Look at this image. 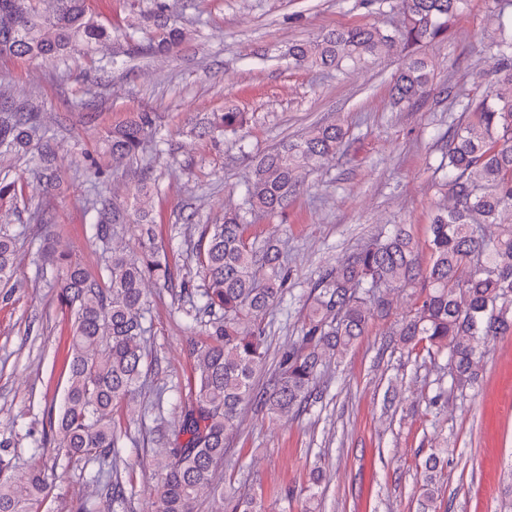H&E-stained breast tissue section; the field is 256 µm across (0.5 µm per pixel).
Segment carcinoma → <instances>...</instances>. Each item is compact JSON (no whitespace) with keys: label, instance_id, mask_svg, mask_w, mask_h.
Listing matches in <instances>:
<instances>
[{"label":"carcinoma","instance_id":"obj_1","mask_svg":"<svg viewBox=\"0 0 512 512\" xmlns=\"http://www.w3.org/2000/svg\"><path fill=\"white\" fill-rule=\"evenodd\" d=\"M0 0V13L14 14V28L0 31V55L57 58L79 46H91L109 32L89 15L87 0ZM467 0H401L403 24L393 33L374 25L338 28L313 41L293 45L288 56L302 67L339 68L396 49L407 52L394 75L392 96L414 104L431 91L427 64L419 56L428 43L448 37V28ZM499 7L498 38L483 52L495 59L498 86L470 98L463 119L448 136L440 168L447 170L448 206L438 208L430 224V262L422 265L419 248L403 225L396 224L327 268L308 297L298 344L283 351L280 375L262 393L254 377L264 361L262 321L282 298L287 284L276 245L255 244L246 237L247 216L283 210L305 176L345 143L341 122L314 127L297 142L284 141L257 161L241 207L224 212V223L202 227L196 245L202 284H180L185 313L206 339L192 343L195 390L179 401L178 429L163 456L153 462L160 478L158 512H194L199 501L227 502L218 512H260L253 497L224 500L215 474L224 461V439L235 428L244 403L257 402L272 417H286L316 398L321 368L342 359L370 321L389 310L391 292L418 289L414 309L398 329V343L415 350L425 345L429 358H447L450 388L474 387L478 367L491 340L512 333V16ZM174 4L155 0L150 47L169 51L179 42ZM247 115L233 109L218 115L214 128L237 132ZM155 126L153 113L112 132L110 154L120 165L143 152ZM36 149L46 179L55 150L38 113L0 109V153L24 156ZM150 192L136 191V223H151L146 206ZM96 216L91 237L106 246L105 267L96 276L71 263L63 253L47 251L43 259L57 271L58 300L75 315L70 340L69 376L62 406L47 415L48 433L71 459L100 466L119 454L112 428V408L135 404L143 393L149 327L148 283L172 284L166 259L152 237L138 250L117 239L126 216L103 197L92 203ZM497 226L488 235L486 225ZM15 239L0 230V284L15 274ZM448 449L432 448L421 465V512H436L440 475ZM0 458V512H38L50 491L39 468L8 472ZM100 495L126 497L115 476L96 478Z\"/></svg>","mask_w":512,"mask_h":512}]
</instances>
